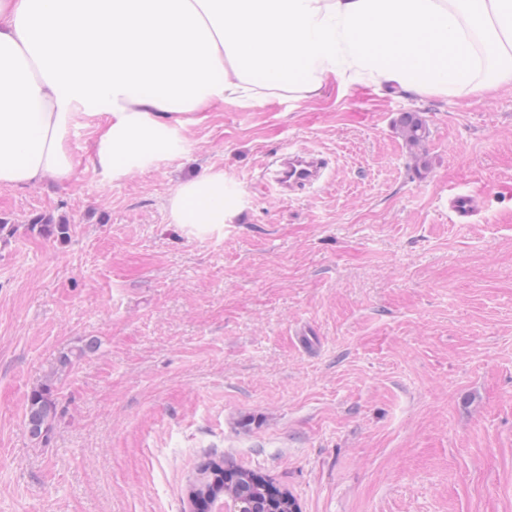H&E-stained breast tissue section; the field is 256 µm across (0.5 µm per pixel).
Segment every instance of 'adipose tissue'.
<instances>
[{"label":"adipose tissue","mask_w":512,"mask_h":512,"mask_svg":"<svg viewBox=\"0 0 512 512\" xmlns=\"http://www.w3.org/2000/svg\"><path fill=\"white\" fill-rule=\"evenodd\" d=\"M417 95L512 85V0H0V187L70 179L97 120L119 179L181 153L224 106L355 81ZM223 170L180 184L170 221L224 224Z\"/></svg>","instance_id":"ef3b65f1"}]
</instances>
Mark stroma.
<instances>
[{
	"instance_id": "35a3bbf8",
	"label": "stroma",
	"mask_w": 512,
	"mask_h": 512,
	"mask_svg": "<svg viewBox=\"0 0 512 512\" xmlns=\"http://www.w3.org/2000/svg\"><path fill=\"white\" fill-rule=\"evenodd\" d=\"M94 139L72 132L69 180L0 188V512H190L214 457L300 512H512V87L227 106L119 180ZM286 147L327 157L311 191L266 176ZM218 169L226 223H171L176 187ZM454 187L481 195L471 223L448 220ZM39 214L67 239L31 232ZM52 376L35 441L28 396ZM399 130L411 153L416 155L428 137L425 119L418 112H404L399 119ZM52 381L31 391L28 396L25 424L33 440L44 438L57 417Z\"/></svg>"
}]
</instances>
